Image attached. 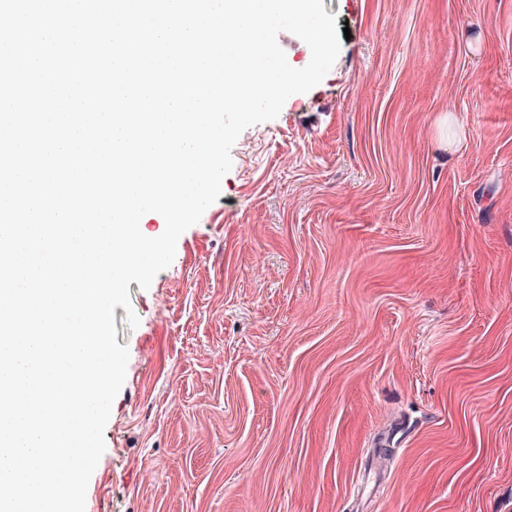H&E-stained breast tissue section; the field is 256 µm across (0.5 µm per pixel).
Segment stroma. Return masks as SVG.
Returning <instances> with one entry per match:
<instances>
[{"mask_svg": "<svg viewBox=\"0 0 512 512\" xmlns=\"http://www.w3.org/2000/svg\"><path fill=\"white\" fill-rule=\"evenodd\" d=\"M323 3L332 68L114 310L85 512H512V0ZM439 134L441 140H446L447 151L458 150L465 142V136L459 131L453 117L448 114L439 125Z\"/></svg>", "mask_w": 512, "mask_h": 512, "instance_id": "stroma-1", "label": "stroma"}]
</instances>
